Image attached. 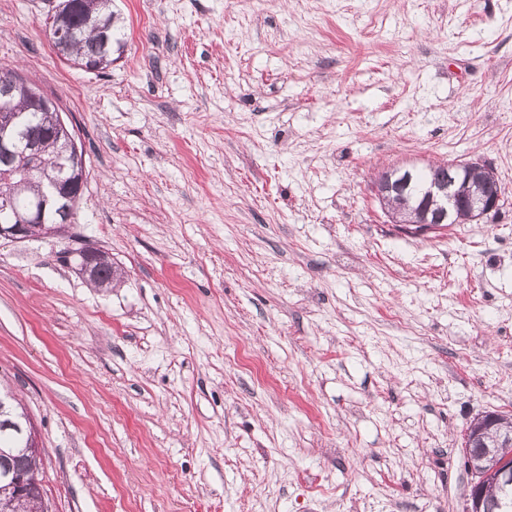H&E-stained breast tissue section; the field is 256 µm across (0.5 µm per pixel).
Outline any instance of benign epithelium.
<instances>
[{
	"instance_id": "obj_1",
	"label": "benign epithelium",
	"mask_w": 512,
	"mask_h": 512,
	"mask_svg": "<svg viewBox=\"0 0 512 512\" xmlns=\"http://www.w3.org/2000/svg\"><path fill=\"white\" fill-rule=\"evenodd\" d=\"M18 83L17 76L7 75L0 78V160L5 168L0 170V180L11 182V175L16 172H39L45 176L51 187L50 195L43 196L23 211L15 207L14 193L0 196V210L12 211L13 216L8 224H0V239L26 240L33 237V230H39L42 237L57 235L64 231L70 221L71 205L75 200V192L83 188L86 179L85 157L77 143L76 132L65 121H60L63 144L54 162L45 160L39 147L29 145L25 153L19 155L15 151L17 133L16 117L5 111L14 86ZM453 175L445 182L431 184L425 191V204L418 210L417 217L407 222L413 232L421 235L441 229L447 218L457 214H465L466 221H481L500 207V197L472 192L470 181L472 173H481L487 182L496 180L495 172L490 167H477L471 163H452ZM410 182V174L387 172L379 175L374 184L375 194L395 224L402 223L398 212L391 207V195L402 193ZM56 208L64 220L57 224H45L48 207ZM112 264L109 252L95 247H87L82 252V262L78 272L87 281L97 279L99 270ZM25 446L38 453L41 450L37 431L31 421L26 427L18 429ZM506 457L481 470L479 479L472 485L469 499L478 506L482 505L491 487L512 484V465ZM26 476L18 473L4 472L0 474V502L17 503L23 500Z\"/></svg>"
}]
</instances>
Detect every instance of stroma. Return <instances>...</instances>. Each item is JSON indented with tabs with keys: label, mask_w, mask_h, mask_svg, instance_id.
<instances>
[{
	"label": "stroma",
	"mask_w": 512,
	"mask_h": 512,
	"mask_svg": "<svg viewBox=\"0 0 512 512\" xmlns=\"http://www.w3.org/2000/svg\"><path fill=\"white\" fill-rule=\"evenodd\" d=\"M58 3L0 0V69L90 170L63 234L0 239L50 512H466L463 435L512 414V0H114L99 72ZM456 161L492 223H388L378 173ZM81 256L83 258L82 262L78 255L79 263L81 262L78 272L85 280L89 282L96 281L99 272L102 283L94 285L103 287L112 284L113 278L115 280L117 276V270L104 267L106 265H112V256L109 252L100 248L86 247Z\"/></svg>",
	"instance_id": "obj_1"
}]
</instances>
